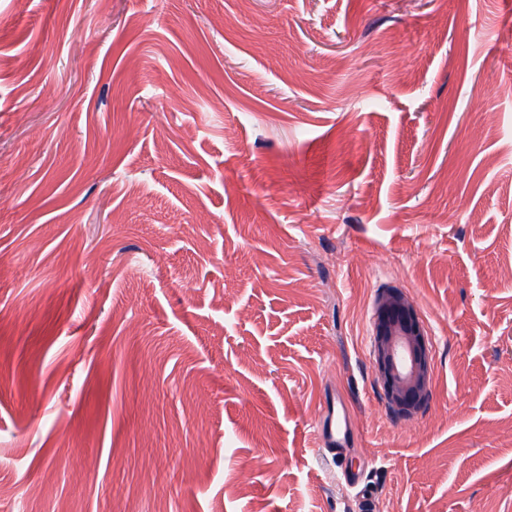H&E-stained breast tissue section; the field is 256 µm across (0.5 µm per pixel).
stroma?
Returning a JSON list of instances; mask_svg holds the SVG:
<instances>
[{
  "instance_id": "35a3bbf8",
  "label": "stroma",
  "mask_w": 512,
  "mask_h": 512,
  "mask_svg": "<svg viewBox=\"0 0 512 512\" xmlns=\"http://www.w3.org/2000/svg\"><path fill=\"white\" fill-rule=\"evenodd\" d=\"M510 50L512 0H0V512H512ZM373 336L375 367L390 407L399 415H414L431 391L430 350L414 305L397 289L379 298ZM328 420H325L320 432L321 441L328 447L340 448L343 446L349 437V427L347 419L341 411L336 408V421L333 420L334 415V400L331 403V410H327Z\"/></svg>"
}]
</instances>
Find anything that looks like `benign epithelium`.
I'll return each mask as SVG.
<instances>
[{"label":"benign epithelium","mask_w":512,"mask_h":512,"mask_svg":"<svg viewBox=\"0 0 512 512\" xmlns=\"http://www.w3.org/2000/svg\"><path fill=\"white\" fill-rule=\"evenodd\" d=\"M373 336L375 367L390 407L414 415L431 391L430 350L414 305L400 291L391 288L379 298Z\"/></svg>","instance_id":"7a95c632"}]
</instances>
